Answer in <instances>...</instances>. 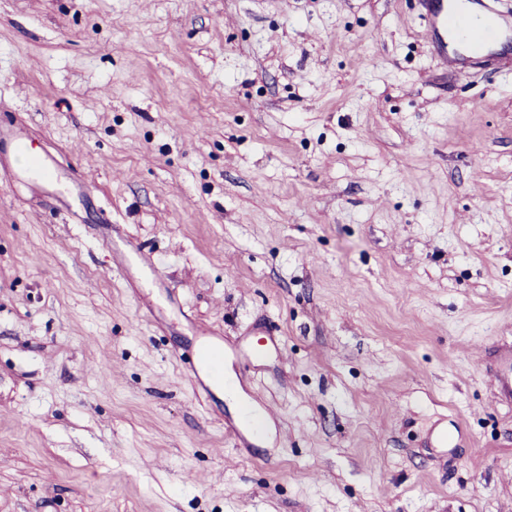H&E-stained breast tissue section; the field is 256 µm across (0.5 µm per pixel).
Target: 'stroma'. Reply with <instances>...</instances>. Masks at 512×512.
Returning <instances> with one entry per match:
<instances>
[{"label":"stroma","mask_w":512,"mask_h":512,"mask_svg":"<svg viewBox=\"0 0 512 512\" xmlns=\"http://www.w3.org/2000/svg\"><path fill=\"white\" fill-rule=\"evenodd\" d=\"M422 12L0 0V512H512V70Z\"/></svg>","instance_id":"obj_1"}]
</instances>
